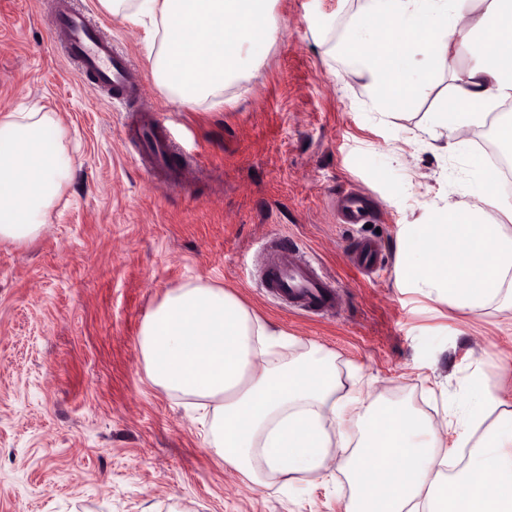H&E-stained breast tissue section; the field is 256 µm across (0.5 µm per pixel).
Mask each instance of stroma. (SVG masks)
Masks as SVG:
<instances>
[{
	"instance_id": "1",
	"label": "stroma",
	"mask_w": 512,
	"mask_h": 512,
	"mask_svg": "<svg viewBox=\"0 0 512 512\" xmlns=\"http://www.w3.org/2000/svg\"><path fill=\"white\" fill-rule=\"evenodd\" d=\"M70 2L129 53L149 97L118 101L78 78L48 20L53 0H0V116L35 104L57 113L77 159L42 234L0 243V512H168L175 501L189 512H345L343 473L255 487L216 461L183 400L146 380L142 320L187 280L224 285L323 346L343 382L372 376L436 419L486 386L512 413V311L469 313L396 284L400 225L445 198L468 208L490 167L473 137L448 155L405 143L451 97L450 69L379 118L363 81L336 82L343 61L319 45L340 39L362 0H275L286 30L225 88L231 105L188 108L155 88L144 29L98 0ZM155 119L187 186L143 171L126 131ZM351 189L374 201L367 224L332 217L331 200ZM289 236L338 283L333 311L291 310L261 288L264 243ZM363 239L380 250L369 273L349 256Z\"/></svg>"
}]
</instances>
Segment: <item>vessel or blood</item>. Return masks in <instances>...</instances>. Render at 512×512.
I'll list each match as a JSON object with an SVG mask.
<instances>
[{
  "label": "vessel or blood",
  "instance_id": "b4317fda",
  "mask_svg": "<svg viewBox=\"0 0 512 512\" xmlns=\"http://www.w3.org/2000/svg\"><path fill=\"white\" fill-rule=\"evenodd\" d=\"M53 25L62 35L67 60L75 64L80 77L116 97L146 96V87L132 79L129 58L103 39L88 16L71 8L69 0H55ZM132 135L149 157L152 171H173V151L158 125H140L133 128ZM261 285L276 299L305 312L331 311L339 300L335 280L321 273L303 248L284 239L269 254L261 271Z\"/></svg>",
  "mask_w": 512,
  "mask_h": 512
}]
</instances>
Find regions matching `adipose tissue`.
<instances>
[{
  "label": "adipose tissue",
  "mask_w": 512,
  "mask_h": 512,
  "mask_svg": "<svg viewBox=\"0 0 512 512\" xmlns=\"http://www.w3.org/2000/svg\"><path fill=\"white\" fill-rule=\"evenodd\" d=\"M273 0H99L131 27L150 26L155 85L174 102L224 104L226 84L260 65L281 28ZM474 45L454 77L448 110L415 138L442 152L464 149L478 105L512 98V0H364L332 44L382 115L406 108L451 43ZM54 113L0 118V242L23 244L46 216L76 161ZM467 209L444 203L442 223L401 225L402 287L457 307H512V235L485 220L512 213L489 180ZM150 384L196 408L207 445L225 469L253 485L291 483L336 467L348 479L346 512H512V418L491 419L487 389L456 425L377 394L372 380L343 387L333 355L300 346L235 293L198 280L166 291L137 340ZM469 455L449 472L445 438Z\"/></svg>",
  "instance_id": "ef3b65f1"
}]
</instances>
